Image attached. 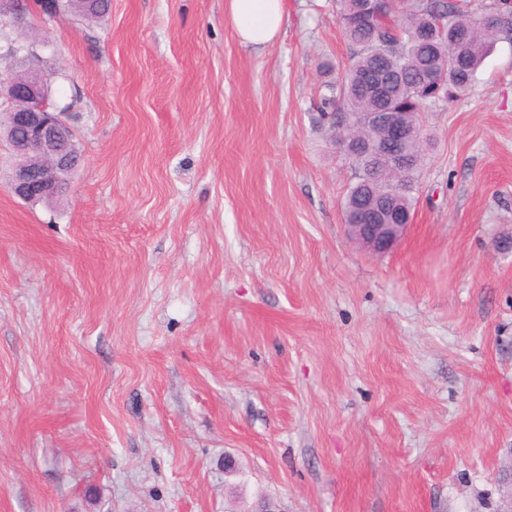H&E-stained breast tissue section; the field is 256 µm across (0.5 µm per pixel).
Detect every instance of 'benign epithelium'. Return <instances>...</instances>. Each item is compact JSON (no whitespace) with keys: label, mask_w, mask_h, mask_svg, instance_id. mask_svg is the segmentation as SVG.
I'll list each match as a JSON object with an SVG mask.
<instances>
[{"label":"benign epithelium","mask_w":512,"mask_h":512,"mask_svg":"<svg viewBox=\"0 0 512 512\" xmlns=\"http://www.w3.org/2000/svg\"><path fill=\"white\" fill-rule=\"evenodd\" d=\"M18 5L17 0H0V32L18 20ZM31 54L32 46L10 41L0 56L19 62ZM61 76L57 70L41 68L28 69L22 80L0 74V98L9 104L0 113V137L20 158L11 189L28 203L57 196L79 160L72 130L62 120L67 109L53 98V84ZM374 120L385 132L386 145L400 151L409 137L406 120L398 112H377ZM410 223L407 219L402 224H350L348 230L367 252L385 254L403 238Z\"/></svg>","instance_id":"1"}]
</instances>
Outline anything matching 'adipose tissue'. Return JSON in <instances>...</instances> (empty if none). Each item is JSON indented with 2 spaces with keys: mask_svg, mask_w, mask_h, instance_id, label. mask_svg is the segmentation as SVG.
Masks as SVG:
<instances>
[{
  "mask_svg": "<svg viewBox=\"0 0 512 512\" xmlns=\"http://www.w3.org/2000/svg\"><path fill=\"white\" fill-rule=\"evenodd\" d=\"M227 15L243 44L261 47L275 40L283 25L284 0H227Z\"/></svg>",
  "mask_w": 512,
  "mask_h": 512,
  "instance_id": "adipose-tissue-1",
  "label": "adipose tissue"
}]
</instances>
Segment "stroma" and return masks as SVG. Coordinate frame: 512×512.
Returning a JSON list of instances; mask_svg holds the SVG:
<instances>
[{
    "mask_svg": "<svg viewBox=\"0 0 512 512\" xmlns=\"http://www.w3.org/2000/svg\"><path fill=\"white\" fill-rule=\"evenodd\" d=\"M80 162L11 191L0 140V512H498L512 489V34L405 238L347 236L317 124L355 49L327 0L243 45L225 0L31 6ZM233 456L238 474H225Z\"/></svg>",
    "mask_w": 512,
    "mask_h": 512,
    "instance_id": "stroma-1",
    "label": "stroma"
}]
</instances>
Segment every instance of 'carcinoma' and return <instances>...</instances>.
<instances>
[{"label": "carcinoma", "instance_id": "cac0c4a2", "mask_svg": "<svg viewBox=\"0 0 512 512\" xmlns=\"http://www.w3.org/2000/svg\"><path fill=\"white\" fill-rule=\"evenodd\" d=\"M347 41L359 48L340 79L333 66L323 76L320 112H334L347 131L336 148L354 170L345 219L369 224L394 213L411 214L415 183L432 145L425 125L429 105L465 97L498 35L512 31V0H498L491 25L477 24L480 11L467 0H333ZM374 112H403L410 129V156L394 162Z\"/></svg>", "mask_w": 512, "mask_h": 512}]
</instances>
